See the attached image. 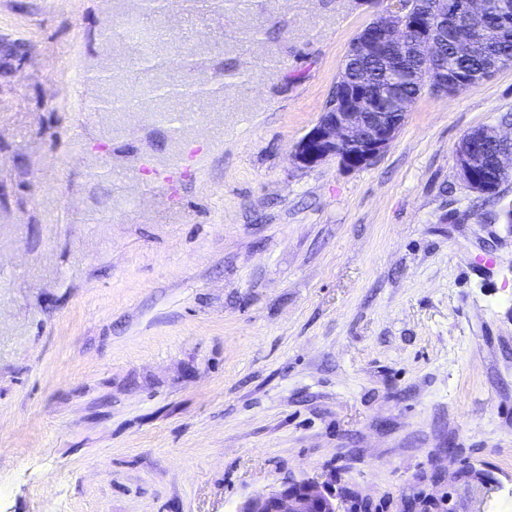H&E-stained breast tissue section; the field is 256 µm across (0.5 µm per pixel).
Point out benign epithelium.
<instances>
[{
	"instance_id": "obj_1",
	"label": "benign epithelium",
	"mask_w": 512,
	"mask_h": 512,
	"mask_svg": "<svg viewBox=\"0 0 512 512\" xmlns=\"http://www.w3.org/2000/svg\"><path fill=\"white\" fill-rule=\"evenodd\" d=\"M444 36L413 21L403 0H386L381 14L367 24L350 45V55L382 57L410 49L422 71L433 82L434 94L446 96L472 90L463 77L448 80L442 72ZM364 77H346L340 88V110L321 113L316 124L297 142L291 161L299 168L315 167L334 157L347 169L370 165L384 153L401 129L411 102L398 101L397 112H375L364 95ZM499 175L512 172V137L494 126L479 127L464 135L456 165L464 183L474 192L492 194L499 182L481 177L489 164ZM237 512H340L334 496L310 480H288L278 489L247 500Z\"/></svg>"
}]
</instances>
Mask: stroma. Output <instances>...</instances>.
<instances>
[{
	"mask_svg": "<svg viewBox=\"0 0 512 512\" xmlns=\"http://www.w3.org/2000/svg\"><path fill=\"white\" fill-rule=\"evenodd\" d=\"M380 10L0 0V512H236L289 478L512 512V178L455 160L512 69L422 95L365 168L290 160Z\"/></svg>",
	"mask_w": 512,
	"mask_h": 512,
	"instance_id": "obj_1",
	"label": "stroma"
}]
</instances>
